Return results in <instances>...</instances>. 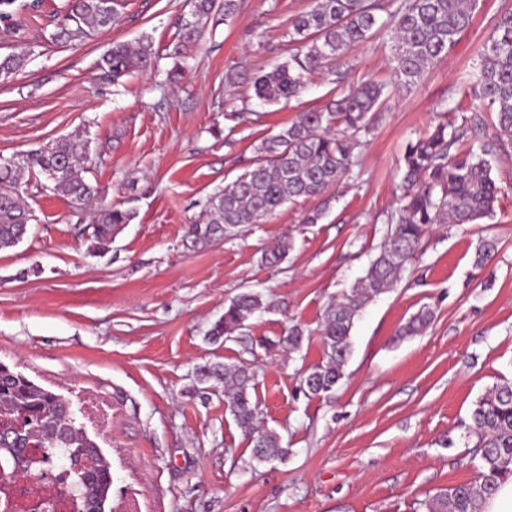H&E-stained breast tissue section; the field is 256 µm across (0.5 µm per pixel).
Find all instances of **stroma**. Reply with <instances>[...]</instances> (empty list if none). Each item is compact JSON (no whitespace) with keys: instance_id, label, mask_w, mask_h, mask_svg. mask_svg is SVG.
I'll use <instances>...</instances> for the list:
<instances>
[{"instance_id":"1","label":"stroma","mask_w":512,"mask_h":512,"mask_svg":"<svg viewBox=\"0 0 512 512\" xmlns=\"http://www.w3.org/2000/svg\"><path fill=\"white\" fill-rule=\"evenodd\" d=\"M61 3L45 0L43 15L28 19L31 59L0 82V156L84 132L86 177L103 190L97 206L135 218L95 257L70 199L21 184L36 221L22 242L0 250V362L70 403L112 465L108 505L428 512L437 493L474 480L470 413L489 389L512 380V155L493 167V217L427 228L396 284L363 307L334 392L307 395L303 377L324 360L325 308L363 275L390 233L407 145L478 108L467 73L512 0H479L450 56L387 99L338 188L196 249L185 235L205 197L244 171L263 138L326 102L324 75L311 77L299 98L271 105L248 81L287 58L289 23L313 0H242L230 23L207 26L188 49L176 83L167 80L168 53L191 0H124L116 25L65 46L46 30ZM142 39L156 53L151 68L103 79L100 56ZM392 44L386 28L349 50L340 63L347 84H392ZM229 73L244 79L228 84ZM317 209L319 223H306ZM284 237L286 259L263 265V250ZM485 239L497 252L481 266ZM246 288L264 293L270 310L235 338L209 341L225 304ZM423 309L428 328L398 336ZM294 325L305 331L299 352L261 348ZM244 362L255 370L251 395L263 426L289 448L285 461L251 463L223 384L198 375L204 365ZM93 399L111 407L110 430L91 416Z\"/></svg>"}]
</instances>
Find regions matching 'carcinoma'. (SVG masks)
<instances>
[{
  "label": "carcinoma",
  "mask_w": 512,
  "mask_h": 512,
  "mask_svg": "<svg viewBox=\"0 0 512 512\" xmlns=\"http://www.w3.org/2000/svg\"><path fill=\"white\" fill-rule=\"evenodd\" d=\"M24 0H0V49L4 41L18 42L24 22L19 15ZM477 0H403L391 14L396 33L393 45L395 90L409 89L432 64L448 56L458 37L470 26ZM240 0H194L192 19L180 22L168 71L181 73L187 46L197 42L205 27L220 16L228 23ZM122 0H64L51 15V41L69 43L110 29L118 21ZM381 0H314L310 10L296 16L288 32V58L250 79L255 95L267 104L300 96L309 77L325 72L332 83H344L335 69L336 59L352 47L373 38L380 21ZM149 41L125 43L104 53L98 67L117 81L152 63ZM480 62L468 74V93L488 114L475 112L458 127L439 124L427 135L407 145L404 156V192L398 199L387 243L370 263L350 293L329 304L321 325L325 360L305 377L310 396H327L344 377L351 354V331L359 310L385 292L401 277L409 260L420 250L425 228L434 224H478L494 213L498 187L491 160L508 153L512 145V10L502 13L479 51ZM28 62L27 52L0 55V81L19 73ZM385 86L362 81L329 98L322 109L301 112L279 133L256 147L250 166L233 181L210 193L203 202V218L189 225L186 241L205 246L232 234L242 224H261L287 203L317 197L349 177L356 164L354 150L360 134L370 129L383 104ZM90 153L88 140L79 133L53 139L25 154L14 155L9 167L0 166V250L16 246L35 220L34 211L19 192L27 174L43 177L51 189L83 205L97 198L99 188L84 176ZM128 210L108 208L96 213L88 251H108L112 240L131 223ZM288 240L262 252L261 262L276 266L287 256ZM269 308L264 294L248 290L224 306V317L214 324L209 340L234 338L258 312ZM430 312L421 311L399 329L413 336L428 324ZM303 333L268 342L269 349L295 351ZM201 378L224 383V403L242 433L251 439V459L267 462L288 458V449L274 430L257 425L258 405L250 388L251 368L243 365L203 366ZM473 454L480 460L475 481L450 486L428 504V512H482V506L501 484L512 478V381H505L478 402L471 413ZM33 448L43 456L64 461L69 494L81 512H104L112 486L111 465L85 430L75 424L69 403L20 373L0 364V476L8 480L30 474L19 470L17 460Z\"/></svg>",
  "instance_id": "obj_1"
}]
</instances>
